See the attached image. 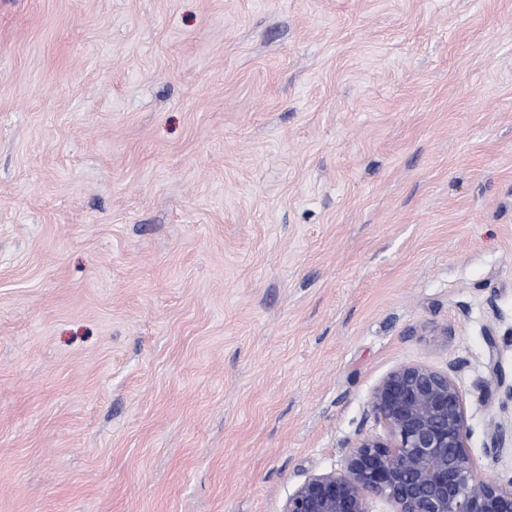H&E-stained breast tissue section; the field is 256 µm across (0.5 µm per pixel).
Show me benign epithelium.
Returning a JSON list of instances; mask_svg holds the SVG:
<instances>
[{
  "label": "benign epithelium",
  "instance_id": "7a95c632",
  "mask_svg": "<svg viewBox=\"0 0 512 512\" xmlns=\"http://www.w3.org/2000/svg\"><path fill=\"white\" fill-rule=\"evenodd\" d=\"M489 371L502 391L501 407L512 405V385ZM459 366L440 370L403 364L372 389L368 408L387 436L357 437L340 470L309 475L286 500L282 512H512V477L482 474L469 447L470 425ZM508 427L496 423L487 435L485 457L496 459Z\"/></svg>",
  "mask_w": 512,
  "mask_h": 512
}]
</instances>
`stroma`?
<instances>
[{"instance_id":"obj_1","label":"stroma","mask_w":512,"mask_h":512,"mask_svg":"<svg viewBox=\"0 0 512 512\" xmlns=\"http://www.w3.org/2000/svg\"><path fill=\"white\" fill-rule=\"evenodd\" d=\"M454 362L512 477V0H0V512H282ZM508 427L502 423H496L487 435V443L484 448L485 457L496 460L503 448H506Z\"/></svg>"}]
</instances>
